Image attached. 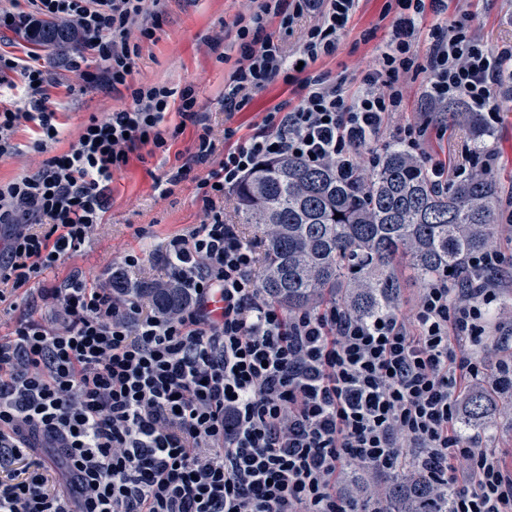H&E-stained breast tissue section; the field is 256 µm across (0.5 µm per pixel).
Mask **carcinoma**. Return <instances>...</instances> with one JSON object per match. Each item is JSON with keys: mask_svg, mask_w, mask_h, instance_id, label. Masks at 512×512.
<instances>
[{"mask_svg": "<svg viewBox=\"0 0 512 512\" xmlns=\"http://www.w3.org/2000/svg\"><path fill=\"white\" fill-rule=\"evenodd\" d=\"M36 48L66 50L75 37L53 21L23 33ZM468 129L480 144L487 129L469 115ZM247 224L265 238L260 275L269 300L290 314L338 302L371 318L399 304L404 273L421 285L461 272L467 259L496 244L502 223L498 186L486 171L442 188L424 165L399 148H389L364 182L339 178L330 166L311 167L292 157L259 164L234 189ZM341 214L335 218V214ZM112 287L143 298L158 312L187 300L185 289L160 280L133 281L112 270ZM457 417L463 433L490 435L512 416V369L492 370L486 387L461 396ZM361 512H452L453 490L421 465L384 484L377 472L354 473L343 487Z\"/></svg>", "mask_w": 512, "mask_h": 512, "instance_id": "carcinoma-1", "label": "carcinoma"}]
</instances>
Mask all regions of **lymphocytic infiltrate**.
Here are the masks:
<instances>
[{
	"label": "lymphocytic infiltrate",
	"instance_id": "lymphocytic-infiltrate-1",
	"mask_svg": "<svg viewBox=\"0 0 512 512\" xmlns=\"http://www.w3.org/2000/svg\"><path fill=\"white\" fill-rule=\"evenodd\" d=\"M9 2L0 27L60 21L81 36L69 70L132 102L91 118L66 151L50 154L61 129L47 77L0 51V86L16 71L24 81L22 102L0 100V157L19 153L14 137L27 124L37 157L30 173L0 181V288L40 282L43 303L0 336V512H359L337 489L346 469L414 458L453 486V512H512V470L456 427L462 383L486 371L475 348L512 253L473 255L456 282L435 278L410 307L375 318L334 304L291 315L260 286L258 243L224 220L225 199L262 160L330 163L348 181L376 169L372 143L402 110L410 78L423 76L427 102L461 100L498 123V77L512 46L491 49L473 22L454 19L419 53L417 16L448 4L398 0L394 37L352 96L307 76L296 106L265 113L239 141L236 128L214 132L193 88L132 84L133 58L151 35L139 24L147 0ZM356 2L295 0L294 15L317 19L294 59L264 32L281 0L239 14L226 118L251 90L334 54ZM172 111L180 122L170 130ZM189 126L192 148L160 197L216 151L224 156L197 181L200 224L172 236L160 255L188 302L148 313L108 279L44 285L103 228L114 171L144 147L170 150ZM427 129L406 123L396 142L444 186L450 168L427 151Z\"/></svg>",
	"mask_w": 512,
	"mask_h": 512
}]
</instances>
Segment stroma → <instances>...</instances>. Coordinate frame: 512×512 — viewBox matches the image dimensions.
Wrapping results in <instances>:
<instances>
[{
    "label": "stroma",
    "instance_id": "obj_1",
    "mask_svg": "<svg viewBox=\"0 0 512 512\" xmlns=\"http://www.w3.org/2000/svg\"><path fill=\"white\" fill-rule=\"evenodd\" d=\"M244 10V0H161L144 20L152 38L142 40L132 78L135 83L164 85L174 91L194 86L198 101L215 129L224 125L237 128L239 136L252 133L265 112L279 105H296L301 97V76L277 77L251 92L246 103L232 120L224 118V85L238 57L230 29ZM397 12V0H359L357 9L341 33L336 51L316 61L314 70L330 79L347 76L345 94H352L360 82V71L372 63L392 36L390 26ZM473 17L483 40L493 49L512 46V0H448L443 14L425 11L417 24L419 49H427L431 30L461 14ZM225 31L223 41H215L218 31ZM0 50L25 59L37 56L38 63L50 78V106L62 125L59 143L52 152L67 150L91 116L128 106V99L96 87H83L81 80L66 67V58L51 49H34L20 32L0 28ZM407 120L426 119L434 126L446 127L442 138L431 139L428 146L434 158H456L462 148L470 146L467 123L449 119L444 108L430 107L419 92H412L403 106ZM194 139L193 129H185L171 152H154L131 157L127 166L114 172L110 185V203L105 215L106 229L86 240L78 256L65 260L55 272L62 279L73 272L87 278L107 277L119 266L125 251L143 253L142 267L131 272L134 280L158 277V246L170 237L199 223L196 181L206 176L208 166H195L187 179L175 187L167 199H159L155 181L175 166L176 152H187ZM497 153L491 169L499 182L504 209L512 211V107L502 106L501 121L484 138Z\"/></svg>",
    "mask_w": 512,
    "mask_h": 512
}]
</instances>
